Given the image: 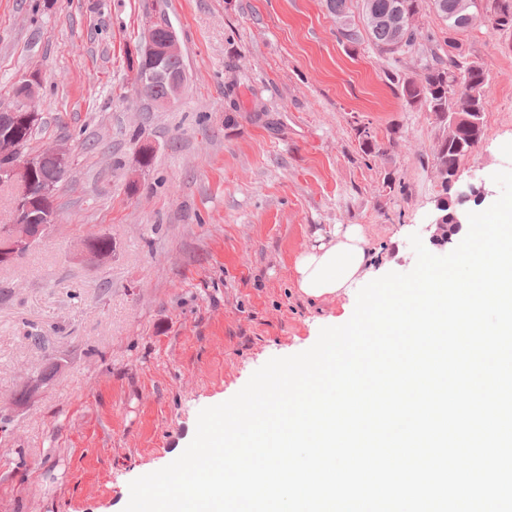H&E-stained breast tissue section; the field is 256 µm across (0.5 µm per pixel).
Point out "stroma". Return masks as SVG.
I'll use <instances>...</instances> for the list:
<instances>
[{
    "label": "stroma",
    "instance_id": "stroma-1",
    "mask_svg": "<svg viewBox=\"0 0 512 512\" xmlns=\"http://www.w3.org/2000/svg\"><path fill=\"white\" fill-rule=\"evenodd\" d=\"M148 17L183 51L166 109L133 92L127 53ZM417 24L423 41L398 57L342 42L326 0H0V102L38 72L29 150L74 152L58 230L0 266V512H123L130 482L185 450L202 408L353 313L355 297L294 285L317 231L362 225L377 275L414 267L446 127L389 77L421 75L448 38L431 10ZM458 39L489 69L459 182L484 184L490 205L492 174L512 169V31L481 13ZM366 128L379 152L362 151ZM93 233L111 237L109 259L85 256Z\"/></svg>",
    "mask_w": 512,
    "mask_h": 512
}]
</instances>
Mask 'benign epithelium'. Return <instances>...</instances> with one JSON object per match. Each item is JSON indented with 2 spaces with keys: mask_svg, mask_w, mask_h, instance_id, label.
Masks as SVG:
<instances>
[{
  "mask_svg": "<svg viewBox=\"0 0 512 512\" xmlns=\"http://www.w3.org/2000/svg\"><path fill=\"white\" fill-rule=\"evenodd\" d=\"M159 24L151 19L144 23L143 38L135 52L141 64L132 68L134 88L141 92L162 85L165 94L156 99L158 107H170L181 97L184 71L176 68L182 61L180 44L174 32L158 36ZM39 74L32 72L24 80L25 92L20 102L5 106L0 103V182H7L28 187L35 179L39 158L50 157L57 162L56 175L42 193L47 196L56 195V184L63 181L68 174L73 160V153L67 143L61 142L44 149L39 155H25L16 132L23 126L38 125L42 113L38 111L37 98L40 88ZM458 170L451 171L448 186L455 188V196L464 201H483V187L473 183L457 186ZM468 210L453 208L448 198L439 197L435 200L432 220L427 226L430 241L437 246L453 242L468 225ZM45 225V236H50L57 228L58 214L46 210L38 201L24 195L19 197L10 209V220L0 224V264L14 263L34 239V225Z\"/></svg>",
  "mask_w": 512,
  "mask_h": 512,
  "instance_id": "obj_1",
  "label": "benign epithelium"
}]
</instances>
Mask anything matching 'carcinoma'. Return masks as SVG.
<instances>
[{"mask_svg": "<svg viewBox=\"0 0 512 512\" xmlns=\"http://www.w3.org/2000/svg\"><path fill=\"white\" fill-rule=\"evenodd\" d=\"M467 0H361L363 28L352 23L353 0H326L329 12L336 17L342 41L357 44L363 36L378 49L390 55L411 51L421 37L417 25L422 8L432 10L448 26V57L432 54L418 78L392 77L400 95L411 106L425 107L451 125L459 112L474 120L471 126H461L446 139L445 150L434 155L435 168L451 170L456 166L461 147L476 145L484 134L483 113L486 108L484 87L488 80L485 64L473 61L463 49L456 34L467 30L474 20L467 17ZM492 26L501 31L512 30V0H493ZM470 81L478 95L468 100L455 98L457 78Z\"/></svg>", "mask_w": 512, "mask_h": 512, "instance_id": "carcinoma-1", "label": "carcinoma"}]
</instances>
